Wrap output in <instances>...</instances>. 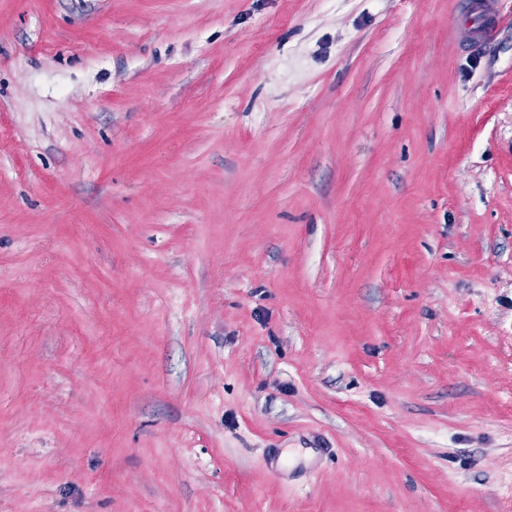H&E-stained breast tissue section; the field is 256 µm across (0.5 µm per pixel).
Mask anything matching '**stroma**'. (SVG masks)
I'll list each match as a JSON object with an SVG mask.
<instances>
[{"label": "stroma", "instance_id": "1", "mask_svg": "<svg viewBox=\"0 0 512 512\" xmlns=\"http://www.w3.org/2000/svg\"><path fill=\"white\" fill-rule=\"evenodd\" d=\"M491 3L0 0V512H503Z\"/></svg>", "mask_w": 512, "mask_h": 512}]
</instances>
